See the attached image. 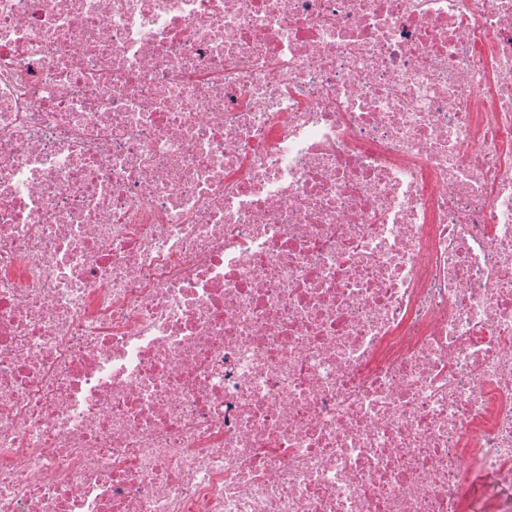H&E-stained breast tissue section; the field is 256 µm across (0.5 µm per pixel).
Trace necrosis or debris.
<instances>
[{
	"mask_svg": "<svg viewBox=\"0 0 512 512\" xmlns=\"http://www.w3.org/2000/svg\"><path fill=\"white\" fill-rule=\"evenodd\" d=\"M0 512H512V0H0Z\"/></svg>",
	"mask_w": 512,
	"mask_h": 512,
	"instance_id": "4bbe7bcc",
	"label": "necrosis or debris"
}]
</instances>
